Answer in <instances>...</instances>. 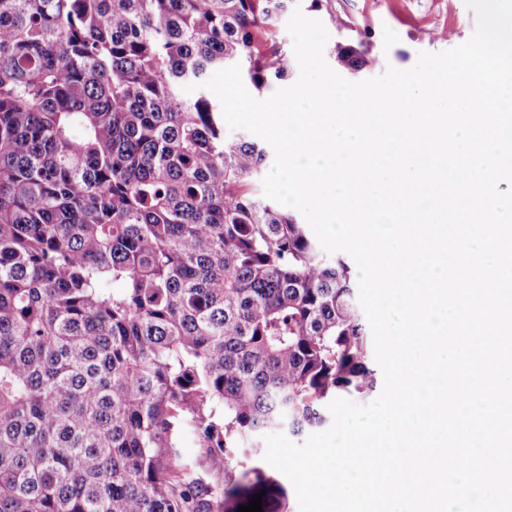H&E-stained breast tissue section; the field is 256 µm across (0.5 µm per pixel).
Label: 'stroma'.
I'll return each instance as SVG.
<instances>
[{
	"instance_id": "obj_1",
	"label": "stroma",
	"mask_w": 512,
	"mask_h": 512,
	"mask_svg": "<svg viewBox=\"0 0 512 512\" xmlns=\"http://www.w3.org/2000/svg\"><path fill=\"white\" fill-rule=\"evenodd\" d=\"M304 15L322 21L330 38L324 49L335 64L338 47L365 43L375 67L351 74L358 82L387 67H413L419 52H442L470 38L476 18L464 0H298Z\"/></svg>"
}]
</instances>
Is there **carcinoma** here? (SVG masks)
<instances>
[{"mask_svg": "<svg viewBox=\"0 0 512 512\" xmlns=\"http://www.w3.org/2000/svg\"><path fill=\"white\" fill-rule=\"evenodd\" d=\"M287 7L0 0V512H238L260 493L286 512L244 465L259 435L374 392L351 267L259 193L264 148L183 91L236 63L258 89L286 79Z\"/></svg>", "mask_w": 512, "mask_h": 512, "instance_id": "carcinoma-1", "label": "carcinoma"}]
</instances>
